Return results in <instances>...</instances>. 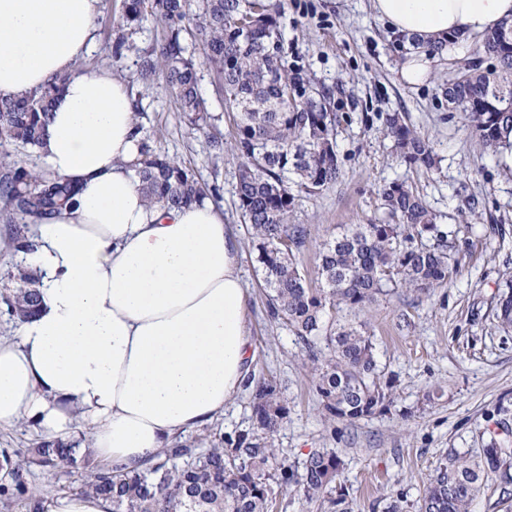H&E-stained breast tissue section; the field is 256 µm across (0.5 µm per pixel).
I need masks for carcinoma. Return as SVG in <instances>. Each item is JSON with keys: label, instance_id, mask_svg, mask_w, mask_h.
Masks as SVG:
<instances>
[{"label": "carcinoma", "instance_id": "obj_1", "mask_svg": "<svg viewBox=\"0 0 512 512\" xmlns=\"http://www.w3.org/2000/svg\"><path fill=\"white\" fill-rule=\"evenodd\" d=\"M166 25L164 41L144 49L137 60L143 82L161 74L188 123L207 121L198 92L199 75L184 34L201 43L205 57L235 112L236 141L244 161L238 170L237 199L250 224L256 262L272 318L295 337L312 364L314 386L324 410L334 420L354 422L388 409L392 385L376 360L374 336L336 322L342 311L363 309L398 288L419 294L445 285L457 272L447 235L425 199L404 181L381 192L383 217L353 224L323 244L318 285L302 271L299 253L308 230L290 223L296 194L320 193L341 174L332 127L338 116L328 111V93L282 55L279 12L270 0H124L122 17L108 44L120 59L130 35L147 17ZM458 41L395 36L392 47L442 56ZM70 74L53 77L43 87L16 100L0 99V143L34 153L39 150L53 102ZM448 107L462 112L472 134L493 152L512 151V22L486 33L464 70L444 89ZM388 135L408 165L430 170L432 147L399 112L386 114ZM135 170L146 202L181 208L202 202L206 191L195 171L158 147L141 143ZM0 220L10 225L16 251L33 243L27 219L50 216L76 205L70 183L49 170L36 169L9 155L0 156ZM15 287L0 293V315L25 321L39 304L37 274L20 265L10 273ZM256 429L233 438L178 440L145 469L106 468L91 448L45 441L32 448H0V512H47L43 491L31 477L35 469L80 472L79 491L112 502V512H270L277 495L294 491L307 500L346 502L341 459L330 448L301 461L273 447V437L288 419L277 386L260 381L254 389ZM512 448H486L484 456L455 454L435 470L420 512H472L473 501L492 475L508 478L504 464Z\"/></svg>", "mask_w": 512, "mask_h": 512}]
</instances>
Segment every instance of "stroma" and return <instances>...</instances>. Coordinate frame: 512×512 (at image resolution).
I'll list each match as a JSON object with an SVG mask.
<instances>
[{
  "label": "stroma",
  "instance_id": "35a3bbf8",
  "mask_svg": "<svg viewBox=\"0 0 512 512\" xmlns=\"http://www.w3.org/2000/svg\"><path fill=\"white\" fill-rule=\"evenodd\" d=\"M278 2L288 62L331 92L330 109L339 116L334 138L341 176L319 194L299 193L291 217L310 231L300 253L307 279L319 278L324 241L380 216L379 191L397 179L417 188L440 229L458 232L453 250L458 273L448 285L428 295L401 289L352 316L375 337L378 365L394 383V402L382 414L353 423L330 419L294 335L269 314L251 229L238 208L236 115L204 64L201 46L193 51L211 115L205 131L188 124L163 83L146 85L137 78V52L164 38V23L144 22L132 37L133 50L109 61L107 32L121 16L124 0H101L92 47L78 66L107 69L124 81L138 105L142 137L194 168L200 182L218 186L213 203L237 242L248 290L255 351L250 378L274 380L288 408L275 447L293 460L318 448L336 449L348 512H386L395 499L403 512H418L431 475L448 456L512 447V328L496 317L501 295L512 287V177L506 174L512 153L500 155L483 146L442 95L448 80L472 58L475 40L457 43L436 59L429 83L409 86L398 78L402 59L372 0ZM392 112L405 114L430 142L438 160L432 172L400 163L384 123ZM212 132L224 137L223 159L213 157ZM211 426L230 437L253 429L251 391L226 405Z\"/></svg>",
  "mask_w": 512,
  "mask_h": 512
}]
</instances>
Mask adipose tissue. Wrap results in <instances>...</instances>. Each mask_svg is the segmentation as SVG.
Here are the masks:
<instances>
[{
    "mask_svg": "<svg viewBox=\"0 0 512 512\" xmlns=\"http://www.w3.org/2000/svg\"><path fill=\"white\" fill-rule=\"evenodd\" d=\"M101 0H0V98L68 72L40 153L79 206L34 227L26 264L40 304L0 341V427L23 420L64 440L89 433L97 460L142 467L223 412L254 359L239 250L208 203L147 207L131 96L74 67ZM399 34L467 40L512 19V0H373Z\"/></svg>",
    "mask_w": 512,
    "mask_h": 512,
    "instance_id": "obj_1",
    "label": "adipose tissue"
}]
</instances>
